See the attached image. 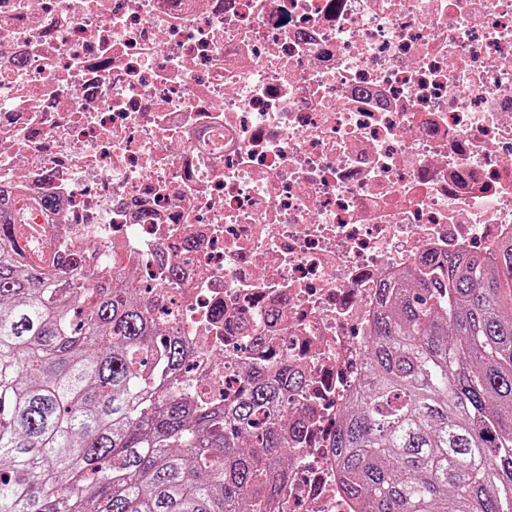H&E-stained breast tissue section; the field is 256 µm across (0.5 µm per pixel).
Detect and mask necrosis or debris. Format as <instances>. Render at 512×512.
Segmentation results:
<instances>
[{
	"label": "necrosis or debris",
	"mask_w": 512,
	"mask_h": 512,
	"mask_svg": "<svg viewBox=\"0 0 512 512\" xmlns=\"http://www.w3.org/2000/svg\"><path fill=\"white\" fill-rule=\"evenodd\" d=\"M0 179L167 287L202 379L299 371L278 512H358L328 438L380 284L512 237V0H0Z\"/></svg>",
	"instance_id": "4bbe7bcc"
}]
</instances>
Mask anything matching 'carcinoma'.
<instances>
[{"mask_svg":"<svg viewBox=\"0 0 512 512\" xmlns=\"http://www.w3.org/2000/svg\"><path fill=\"white\" fill-rule=\"evenodd\" d=\"M0 181V512H274L302 380L188 376L163 294L81 252L22 261ZM387 279L364 380L330 435L360 512H512V241Z\"/></svg>","mask_w":512,"mask_h":512,"instance_id":"carcinoma-1","label":"carcinoma"}]
</instances>
